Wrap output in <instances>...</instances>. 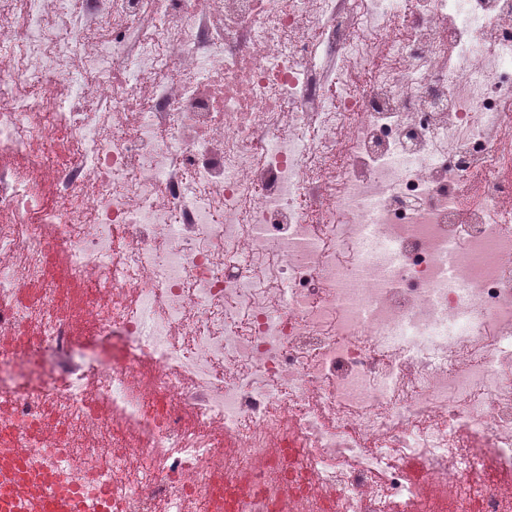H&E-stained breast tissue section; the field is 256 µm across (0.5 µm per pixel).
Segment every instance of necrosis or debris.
Here are the masks:
<instances>
[{"label": "necrosis or debris", "mask_w": 512, "mask_h": 512, "mask_svg": "<svg viewBox=\"0 0 512 512\" xmlns=\"http://www.w3.org/2000/svg\"><path fill=\"white\" fill-rule=\"evenodd\" d=\"M71 4L0 0V358L124 359L0 447L76 512H512V0Z\"/></svg>", "instance_id": "4bbe7bcc"}]
</instances>
